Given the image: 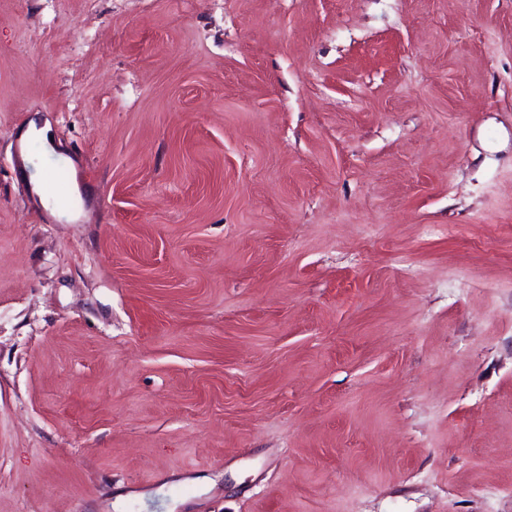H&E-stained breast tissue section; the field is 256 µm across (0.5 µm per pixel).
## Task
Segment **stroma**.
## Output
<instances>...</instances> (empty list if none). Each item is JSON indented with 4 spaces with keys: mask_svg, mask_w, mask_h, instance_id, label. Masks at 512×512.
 <instances>
[{
    "mask_svg": "<svg viewBox=\"0 0 512 512\" xmlns=\"http://www.w3.org/2000/svg\"><path fill=\"white\" fill-rule=\"evenodd\" d=\"M0 512H512V0H0ZM37 113L36 119H30L27 125L22 129L18 135V148L20 156L24 161L28 159V146L32 140H39L43 149L46 152H55L59 146L52 138L48 136V132L51 130L50 121L47 117H44ZM33 192L44 210L59 217L68 216L69 200L59 201L51 196L44 188L43 182L40 179L33 181Z\"/></svg>",
    "mask_w": 512,
    "mask_h": 512,
    "instance_id": "35a3bbf8",
    "label": "stroma"
}]
</instances>
